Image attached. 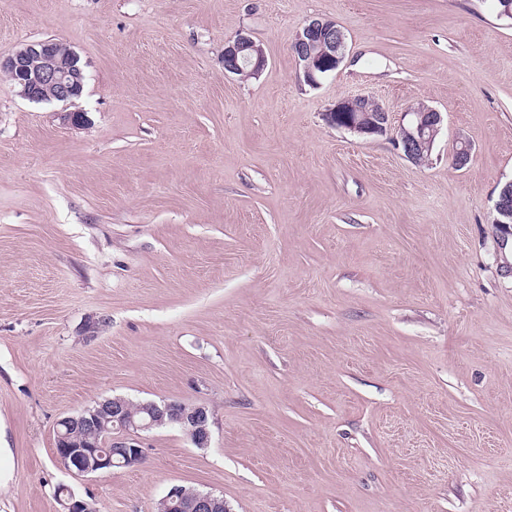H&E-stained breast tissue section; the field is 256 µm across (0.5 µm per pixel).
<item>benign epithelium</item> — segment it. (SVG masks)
<instances>
[{
	"label": "benign epithelium",
	"instance_id": "7a95c632",
	"mask_svg": "<svg viewBox=\"0 0 512 512\" xmlns=\"http://www.w3.org/2000/svg\"><path fill=\"white\" fill-rule=\"evenodd\" d=\"M346 35L335 21L313 19L297 33L291 52L298 64L296 76L310 85L337 70L346 57ZM264 46L247 33L240 32L225 43L224 72L237 75L243 67L259 76L267 66ZM0 73L15 77L19 93L33 102H72L84 87L80 57L66 44L52 38L30 41L11 53L0 55ZM365 95L343 97L326 111L346 114L342 128L358 135H387L392 127L389 112L373 114L364 109ZM407 122L399 129H411L409 139L401 141L406 158L414 161L425 149L432 148L442 125V116L425 104L405 112ZM162 425L179 428L197 448L211 441L210 413L202 404L179 401L146 402L133 411L128 400L116 398L97 401L75 416H67L57 430L56 459L75 475L88 476L112 470L133 468L144 461V436ZM64 512H96L91 505L71 492L61 499ZM165 512H224V496L180 485L168 489L160 499Z\"/></svg>",
	"mask_w": 512,
	"mask_h": 512
}]
</instances>
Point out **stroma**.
<instances>
[{
    "mask_svg": "<svg viewBox=\"0 0 512 512\" xmlns=\"http://www.w3.org/2000/svg\"><path fill=\"white\" fill-rule=\"evenodd\" d=\"M336 21L342 65L291 45ZM258 78L224 73L239 31ZM75 50L80 128L0 76V512H512V19L493 0H0V53ZM368 95L443 126L428 162L324 112ZM473 147L463 168L456 143ZM203 404L209 447L75 476L60 419ZM346 35L334 20L313 19L297 33L291 52L298 64L296 76L317 86L336 71L346 57ZM268 57L263 45L248 34L240 32L225 43L224 72L237 75L243 72V66H251L250 73L258 77L266 68ZM159 507L166 512H223L224 497L213 492H202L180 485L168 489L160 499Z\"/></svg>",
    "mask_w": 512,
    "mask_h": 512,
    "instance_id": "stroma-1",
    "label": "stroma"
}]
</instances>
